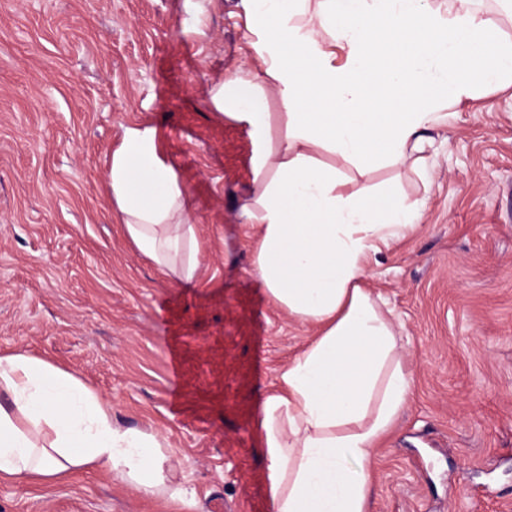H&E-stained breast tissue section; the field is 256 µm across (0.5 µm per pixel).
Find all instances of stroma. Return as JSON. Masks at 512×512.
Returning a JSON list of instances; mask_svg holds the SVG:
<instances>
[{
  "label": "stroma",
  "instance_id": "35a3bbf8",
  "mask_svg": "<svg viewBox=\"0 0 512 512\" xmlns=\"http://www.w3.org/2000/svg\"><path fill=\"white\" fill-rule=\"evenodd\" d=\"M239 0H0V353L68 370L174 452L186 501L98 471L0 480V512H272L258 418L317 327L268 299L247 133L212 86L250 61ZM150 123L197 218L194 281L162 278L102 187ZM425 165L358 172L421 205L370 264L403 326L410 403L372 463L371 512H512V84L438 109ZM179 363L171 377L170 359Z\"/></svg>",
  "mask_w": 512,
  "mask_h": 512
}]
</instances>
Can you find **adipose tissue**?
Instances as JSON below:
<instances>
[{"instance_id":"adipose-tissue-1","label":"adipose tissue","mask_w":512,"mask_h":512,"mask_svg":"<svg viewBox=\"0 0 512 512\" xmlns=\"http://www.w3.org/2000/svg\"><path fill=\"white\" fill-rule=\"evenodd\" d=\"M253 69L210 91L256 152L240 203L257 226L254 266L269 299L314 323L316 336L262 406L274 512H370L371 463L409 401L399 331L365 288L371 254L414 226L398 191L344 193L335 166L406 165L430 144L437 101L512 80V42L471 12L429 0H241ZM283 105V126L268 110ZM127 238L165 275L192 280L196 217L154 127L125 128L105 175ZM173 453L122 427L73 373L18 350L0 355V478L54 481L93 469L113 482L183 502Z\"/></svg>"}]
</instances>
